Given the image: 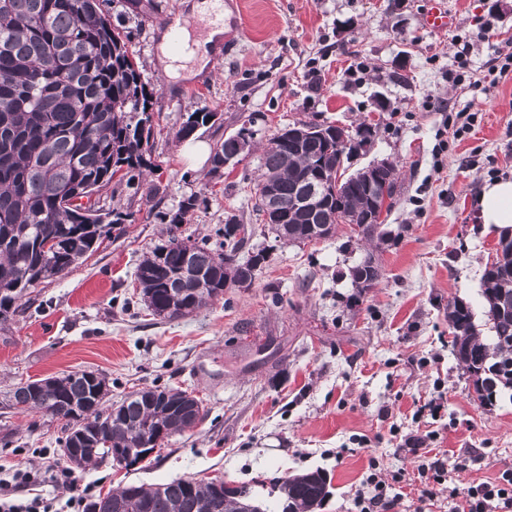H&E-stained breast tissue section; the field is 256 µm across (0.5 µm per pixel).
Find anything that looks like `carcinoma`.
Wrapping results in <instances>:
<instances>
[{
	"instance_id": "obj_1",
	"label": "carcinoma",
	"mask_w": 512,
	"mask_h": 512,
	"mask_svg": "<svg viewBox=\"0 0 512 512\" xmlns=\"http://www.w3.org/2000/svg\"><path fill=\"white\" fill-rule=\"evenodd\" d=\"M107 0H0V321L18 311L29 290L51 281L87 254L132 213L112 206L87 224L83 212L95 207L84 189H107L112 200L154 166L152 161L153 90L130 52L128 37L112 24ZM210 112L188 114L176 133L184 141L208 124ZM242 131L216 144L211 163L241 157ZM349 154L319 131L286 141L269 139L261 157L259 182L279 193L281 219L268 225L274 237L303 242L332 214L335 204L316 212L298 206L301 196L318 186L307 177L319 163L334 169ZM70 196L61 206L58 198ZM206 202L202 194L184 198L168 213L176 227ZM345 214L358 226L357 240L384 241L381 224L364 223L365 191L351 182L345 188ZM225 219L224 241L216 249L204 239H182L168 231L166 243L140 262L136 279L152 314L173 318L170 308L193 314L224 295V261L233 260L250 238H236ZM502 233L496 260L486 266L482 295L491 336L481 337L470 306L448 304L451 345L457 360L475 377L474 392L484 405L497 395L512 400V240ZM48 241L55 251L44 250ZM373 255L352 268L355 286L370 279ZM106 379L90 372H70L19 383L8 394L7 408L39 410L66 421L63 457L83 469L125 448L133 430L168 438L197 426L206 411L185 390L144 388L107 404ZM80 448L81 453L72 449ZM329 495L320 471L274 476L252 485L230 487L219 479H184L149 486L129 484L95 501L89 512H318Z\"/></svg>"
}]
</instances>
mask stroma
I'll use <instances>...</instances> for the list:
<instances>
[{
    "label": "stroma",
    "instance_id": "1",
    "mask_svg": "<svg viewBox=\"0 0 512 512\" xmlns=\"http://www.w3.org/2000/svg\"><path fill=\"white\" fill-rule=\"evenodd\" d=\"M194 0H109L143 79L153 88L156 166L118 197L131 212L125 233L103 241L68 273L34 288L0 325V400L18 383L70 371L106 378L110 401L145 387L200 399L208 412L131 468L111 461L81 470L95 496L129 483L174 478L251 482L266 471L322 469L330 494L320 512H352V498L378 458L384 474L406 471V512L419 495L406 435L432 433V453L452 461L464 489L512 468V401L482 406L451 347L448 304L464 300L488 335L483 274L499 232L482 224L485 182L512 179V73L491 92L476 84L491 60L512 53V0H448L453 20L433 30L435 0H238L227 13L229 49L191 79L174 78L161 43ZM470 83H456L460 57ZM474 116L454 138L437 101ZM205 107L217 140L251 124L254 146L222 177L196 163L176 133ZM297 121L371 125L372 142L345 164L354 172L390 160L396 204L387 241L349 244L337 225L320 243L275 241L256 211L260 158L277 131ZM207 202L178 236L221 240L228 215L252 225L251 247L267 258L251 287L190 316L152 315L136 288L144 254L167 239L165 214L193 193ZM373 254V287L350 269ZM63 420L0 408V471L61 459Z\"/></svg>",
    "mask_w": 512,
    "mask_h": 512
}]
</instances>
